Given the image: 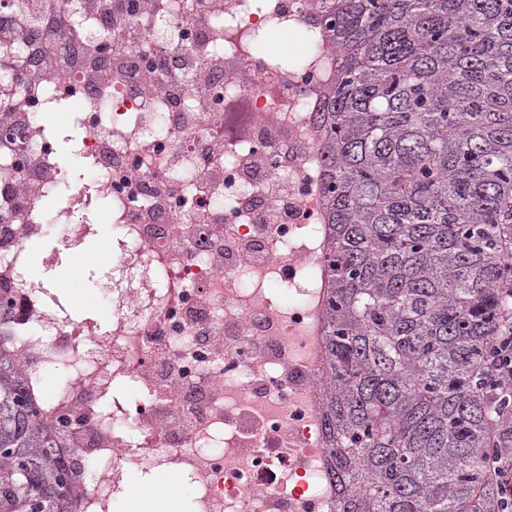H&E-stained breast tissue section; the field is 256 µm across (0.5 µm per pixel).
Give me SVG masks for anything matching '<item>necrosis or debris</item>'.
Wrapping results in <instances>:
<instances>
[{
	"label": "necrosis or debris",
	"instance_id": "obj_1",
	"mask_svg": "<svg viewBox=\"0 0 512 512\" xmlns=\"http://www.w3.org/2000/svg\"><path fill=\"white\" fill-rule=\"evenodd\" d=\"M16 0L0 7V347L50 424L68 420L71 512H112L128 476L190 487L187 512H334L321 419L328 267L315 113L336 73L315 0ZM308 50L276 67L261 31ZM70 113L47 125L34 113ZM97 178L48 213L66 124ZM107 198L111 323L24 275L32 243ZM68 371L46 391L52 366ZM138 391L130 400L124 384Z\"/></svg>",
	"mask_w": 512,
	"mask_h": 512
}]
</instances>
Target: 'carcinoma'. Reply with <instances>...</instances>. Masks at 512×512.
Returning a JSON list of instances; mask_svg holds the SVG:
<instances>
[{
    "label": "carcinoma",
    "instance_id": "carcinoma-1",
    "mask_svg": "<svg viewBox=\"0 0 512 512\" xmlns=\"http://www.w3.org/2000/svg\"><path fill=\"white\" fill-rule=\"evenodd\" d=\"M336 512H493L481 375L512 274V0H318ZM63 430L0 357V512H68Z\"/></svg>",
    "mask_w": 512,
    "mask_h": 512
}]
</instances>
